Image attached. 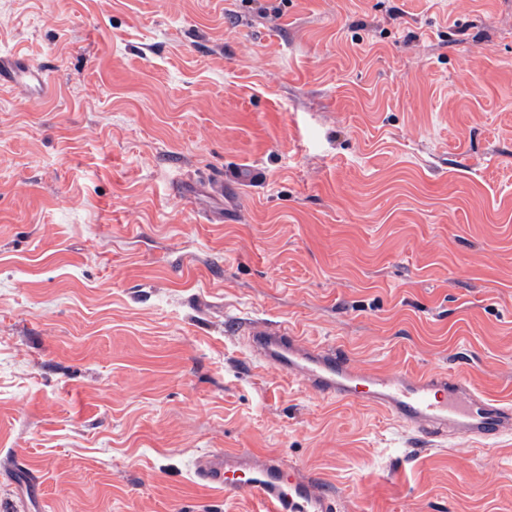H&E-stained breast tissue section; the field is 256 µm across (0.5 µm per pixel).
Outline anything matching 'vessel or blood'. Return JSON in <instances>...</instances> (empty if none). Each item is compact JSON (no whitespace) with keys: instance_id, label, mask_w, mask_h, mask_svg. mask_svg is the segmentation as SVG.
Listing matches in <instances>:
<instances>
[{"instance_id":"1","label":"vessel or blood","mask_w":512,"mask_h":512,"mask_svg":"<svg viewBox=\"0 0 512 512\" xmlns=\"http://www.w3.org/2000/svg\"><path fill=\"white\" fill-rule=\"evenodd\" d=\"M26 85L44 96V69L17 54H0V86ZM239 340L256 362L276 368L326 399L357 400L379 409L426 439H467L490 447L512 434V404L478 391L465 373L364 369L331 343H310L287 325L250 321ZM198 477L225 493L244 494L255 512H339L319 479L286 466L282 456L248 449L207 455Z\"/></svg>"}]
</instances>
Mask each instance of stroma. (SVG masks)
<instances>
[{"label": "stroma", "mask_w": 512, "mask_h": 512, "mask_svg": "<svg viewBox=\"0 0 512 512\" xmlns=\"http://www.w3.org/2000/svg\"><path fill=\"white\" fill-rule=\"evenodd\" d=\"M0 512H512V436L424 440L251 360L285 321L512 403V0H0ZM469 68H461L462 58ZM5 84H24L37 98L48 90L45 70L16 53L0 54V86ZM196 473L206 484L225 494L243 493L256 512H338L336 497L323 491L319 479L286 466L279 454H258L249 449L199 458Z\"/></svg>", "instance_id": "stroma-1"}]
</instances>
